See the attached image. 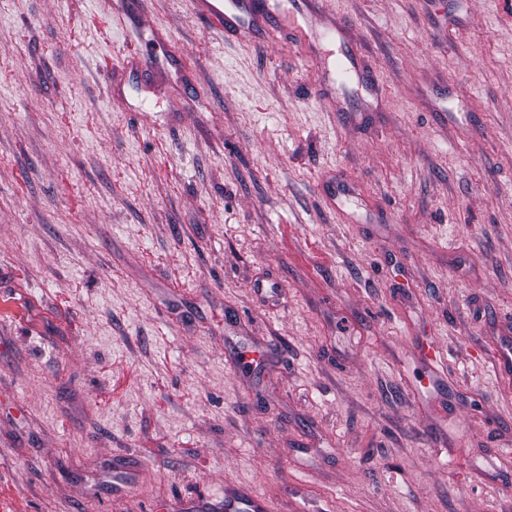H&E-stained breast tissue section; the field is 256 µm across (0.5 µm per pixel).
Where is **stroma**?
Segmentation results:
<instances>
[{"label":"stroma","mask_w":512,"mask_h":512,"mask_svg":"<svg viewBox=\"0 0 512 512\" xmlns=\"http://www.w3.org/2000/svg\"><path fill=\"white\" fill-rule=\"evenodd\" d=\"M324 8L0 0V512H512V0ZM197 3L201 12L206 13L224 29L225 34L251 36L275 22L273 13H268L260 24L254 15L252 2L247 0H226L224 11L218 9L210 0H201ZM225 512H269L268 504L247 490L224 495Z\"/></svg>","instance_id":"35a3bbf8"}]
</instances>
